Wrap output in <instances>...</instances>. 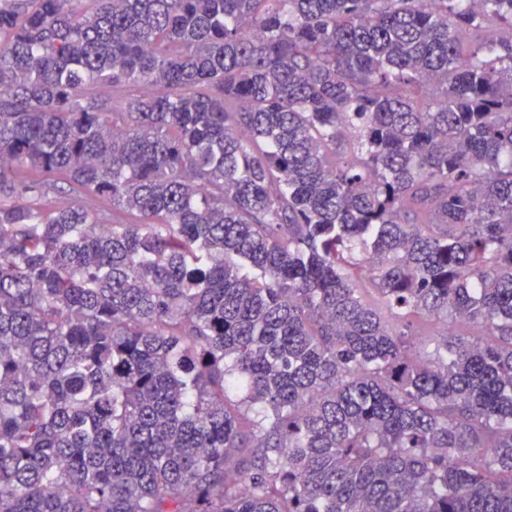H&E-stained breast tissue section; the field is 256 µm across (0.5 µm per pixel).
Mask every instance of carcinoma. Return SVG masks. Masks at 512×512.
<instances>
[{"mask_svg":"<svg viewBox=\"0 0 512 512\" xmlns=\"http://www.w3.org/2000/svg\"><path fill=\"white\" fill-rule=\"evenodd\" d=\"M0 512H512V0H0Z\"/></svg>","mask_w":512,"mask_h":512,"instance_id":"obj_1","label":"carcinoma"}]
</instances>
